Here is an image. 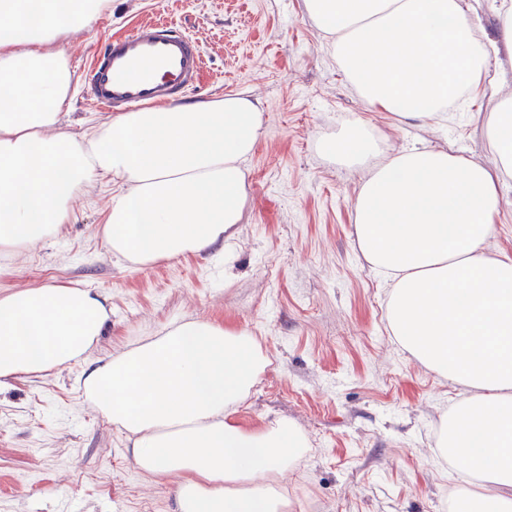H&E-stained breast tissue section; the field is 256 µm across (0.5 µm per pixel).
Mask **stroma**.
Instances as JSON below:
<instances>
[{
  "label": "stroma",
  "mask_w": 512,
  "mask_h": 512,
  "mask_svg": "<svg viewBox=\"0 0 512 512\" xmlns=\"http://www.w3.org/2000/svg\"><path fill=\"white\" fill-rule=\"evenodd\" d=\"M192 36L204 68L188 101L257 98L264 127L246 160L249 202L223 251L138 268L109 254L102 229L118 182L81 197L60 236L7 261L0 290L54 281L104 292L113 352L192 317L256 336L269 359L238 412L245 424L287 416L311 450L280 477L291 512H448L455 475L434 447L439 414L464 394L414 360L387 324L389 279L360 254L351 202L367 173L317 150L341 118L380 132L388 153L445 149L485 165L492 98L427 127L369 107L336 63L303 0H110L88 27L59 41L74 72L70 129L107 113L86 94L92 56L146 20ZM87 362L0 390V512H172L175 482L141 474L125 433L90 408Z\"/></svg>",
  "instance_id": "1"
}]
</instances>
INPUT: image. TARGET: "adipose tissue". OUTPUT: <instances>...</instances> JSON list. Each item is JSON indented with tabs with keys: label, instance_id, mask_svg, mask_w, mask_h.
Returning <instances> with one entry per match:
<instances>
[{
	"label": "adipose tissue",
	"instance_id": "1",
	"mask_svg": "<svg viewBox=\"0 0 512 512\" xmlns=\"http://www.w3.org/2000/svg\"><path fill=\"white\" fill-rule=\"evenodd\" d=\"M109 0H0V255L59 236L74 204L120 181L103 227L110 254L148 267L223 244L248 204L244 161L264 114L243 93L121 112L93 131H65L73 72L60 37ZM336 61L369 106L420 125L462 89L485 87L495 46L475 35L464 0H303ZM486 135L497 163L445 150L385 154L371 127L343 124L322 152L365 168L352 201L357 246L392 279L397 343L468 394L440 416L434 446L458 466L450 512H512V256L485 245L512 172V98ZM107 296L68 283L0 290V389L90 360L87 403L125 432L137 469L175 478V512H288L277 475L308 446L285 416H237L267 358L241 328L181 318L121 351L93 357L109 325Z\"/></svg>",
	"mask_w": 512,
	"mask_h": 512
}]
</instances>
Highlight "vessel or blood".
<instances>
[{"label":"vessel or blood","mask_w":512,"mask_h":512,"mask_svg":"<svg viewBox=\"0 0 512 512\" xmlns=\"http://www.w3.org/2000/svg\"><path fill=\"white\" fill-rule=\"evenodd\" d=\"M202 64L192 38L168 24L143 23L97 54L86 86L97 104L125 111L184 97Z\"/></svg>","instance_id":"obj_1"}]
</instances>
